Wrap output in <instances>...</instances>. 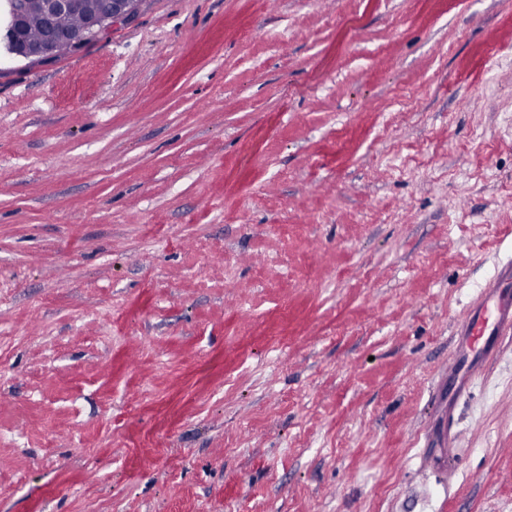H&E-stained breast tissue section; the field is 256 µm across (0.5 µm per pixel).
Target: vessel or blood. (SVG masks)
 Returning a JSON list of instances; mask_svg holds the SVG:
<instances>
[{"instance_id": "b4317fda", "label": "vessel or blood", "mask_w": 512, "mask_h": 512, "mask_svg": "<svg viewBox=\"0 0 512 512\" xmlns=\"http://www.w3.org/2000/svg\"><path fill=\"white\" fill-rule=\"evenodd\" d=\"M482 300L458 328L460 357L488 355L496 344L512 337V260L503 263L481 290Z\"/></svg>"}]
</instances>
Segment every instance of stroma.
<instances>
[{"label":"stroma","mask_w":512,"mask_h":512,"mask_svg":"<svg viewBox=\"0 0 512 512\" xmlns=\"http://www.w3.org/2000/svg\"><path fill=\"white\" fill-rule=\"evenodd\" d=\"M510 258L512 0L0 46V512H512V339L448 397Z\"/></svg>","instance_id":"1"}]
</instances>
